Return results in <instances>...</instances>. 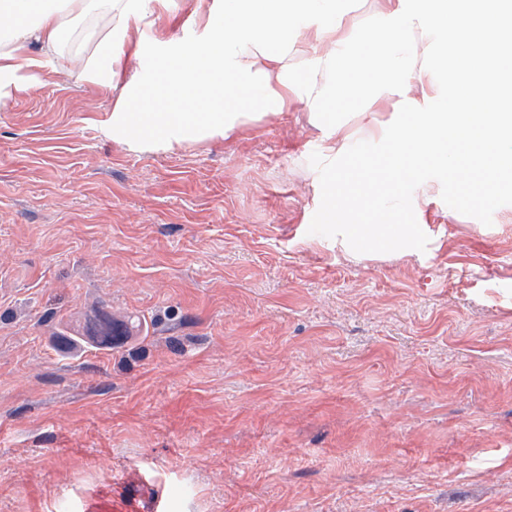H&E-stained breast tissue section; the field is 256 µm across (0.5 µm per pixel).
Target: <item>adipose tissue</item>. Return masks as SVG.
I'll use <instances>...</instances> for the list:
<instances>
[{
    "label": "adipose tissue",
    "mask_w": 512,
    "mask_h": 512,
    "mask_svg": "<svg viewBox=\"0 0 512 512\" xmlns=\"http://www.w3.org/2000/svg\"><path fill=\"white\" fill-rule=\"evenodd\" d=\"M375 26L357 25L358 0H191L196 36L173 31L172 0H0V102L25 93L40 77L41 42L55 63L66 18L109 10L112 25L99 41L101 71L77 69V79L119 88L113 135L144 148L215 138L230 142L241 130L303 102L325 120L329 179L320 217L336 242L356 253L416 249L426 241L427 207L450 187L498 190L512 175V47L488 45L473 19L489 28L512 16V0H386ZM165 21L153 44L136 38L137 26ZM156 55L171 63L155 83V104L141 84L120 83L126 64ZM458 65L445 75L444 63ZM372 105L380 99L393 116L370 125L382 160L365 161L352 135L329 121L331 98ZM434 158L436 178L419 177ZM415 184L406 194V184ZM377 203L383 217L362 223L358 213ZM403 213L407 223L387 215Z\"/></svg>",
    "instance_id": "ef3b65f1"
}]
</instances>
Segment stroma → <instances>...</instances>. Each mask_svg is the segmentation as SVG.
<instances>
[{
    "label": "stroma",
    "instance_id": "35a3bbf8",
    "mask_svg": "<svg viewBox=\"0 0 512 512\" xmlns=\"http://www.w3.org/2000/svg\"><path fill=\"white\" fill-rule=\"evenodd\" d=\"M112 107L0 104V512H512V189L354 256L303 105L153 150ZM93 309L128 339L66 350Z\"/></svg>",
    "mask_w": 512,
    "mask_h": 512
}]
</instances>
